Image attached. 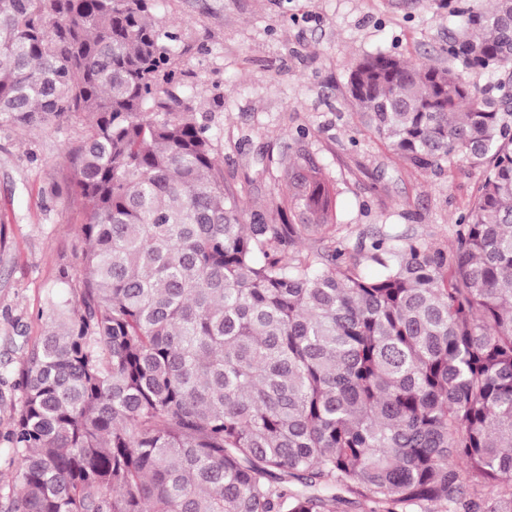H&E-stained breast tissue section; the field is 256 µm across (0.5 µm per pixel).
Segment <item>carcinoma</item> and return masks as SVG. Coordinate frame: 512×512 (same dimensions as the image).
Returning a JSON list of instances; mask_svg holds the SVG:
<instances>
[{"label": "carcinoma", "mask_w": 512, "mask_h": 512, "mask_svg": "<svg viewBox=\"0 0 512 512\" xmlns=\"http://www.w3.org/2000/svg\"><path fill=\"white\" fill-rule=\"evenodd\" d=\"M153 2L0 0V125L88 119L80 307L27 350L8 512H512V0L444 3L446 68L349 69L413 166L481 172L450 251L378 233L374 278L361 243L299 253L337 226L305 152L306 223L243 222Z\"/></svg>", "instance_id": "cac0c4a2"}]
</instances>
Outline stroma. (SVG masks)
Masks as SVG:
<instances>
[{
    "label": "stroma",
    "mask_w": 512,
    "mask_h": 512,
    "mask_svg": "<svg viewBox=\"0 0 512 512\" xmlns=\"http://www.w3.org/2000/svg\"><path fill=\"white\" fill-rule=\"evenodd\" d=\"M153 17L179 36L182 94L246 213L281 223L285 162L301 148L336 185L337 239L353 246L389 228L451 249L479 170L463 159L414 167L364 125L347 92L349 66L377 51L447 66L444 47L462 27L442 0H156ZM85 125L0 127V512L19 489L11 432L27 347L82 276L85 211L67 191L64 151Z\"/></svg>",
    "instance_id": "1"
}]
</instances>
